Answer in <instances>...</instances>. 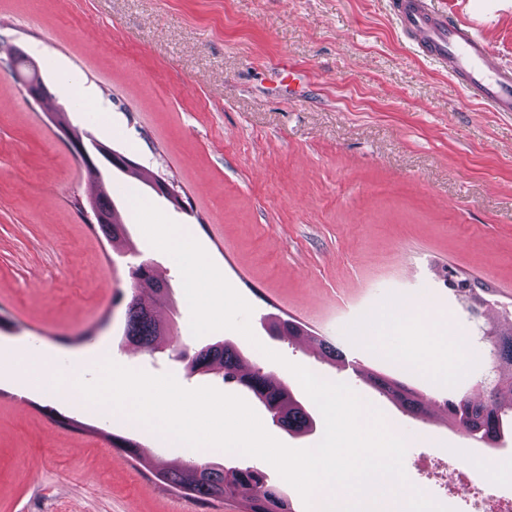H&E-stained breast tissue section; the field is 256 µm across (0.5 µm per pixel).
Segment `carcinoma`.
Here are the masks:
<instances>
[{
    "label": "carcinoma",
    "mask_w": 512,
    "mask_h": 512,
    "mask_svg": "<svg viewBox=\"0 0 512 512\" xmlns=\"http://www.w3.org/2000/svg\"><path fill=\"white\" fill-rule=\"evenodd\" d=\"M10 58L18 73L34 75L38 71L36 63L19 47L8 49ZM88 174L97 184L96 196L88 200L93 215L104 218L98 223L102 234L110 241H128L125 225L120 212L112 199L108 186L110 179L101 172L89 167ZM133 288L141 284L153 283L149 300L134 294L126 308L124 339L149 353L159 349L157 338L163 331V325L157 318V306L162 304L168 294L167 285L155 282L151 263L143 261L130 269ZM470 297L463 299L465 309L478 304L491 308L493 290L487 286L474 290L467 287ZM279 335L301 345H318L322 358L336 361L343 358L342 352L330 342L313 336L306 327L294 319L278 322ZM491 345L493 367L505 363L506 373L498 377L499 384L512 393V320L506 321L497 330L487 336ZM190 372H209L219 370L226 383H234L258 398L271 413L273 420L292 431L306 429L311 418L292 392L284 384L274 380L263 370L244 366V357L240 351L228 343L205 346L193 353L187 362ZM361 380L380 394L387 397L405 412L419 416L424 411L422 394L403 383L377 372L358 370ZM443 410L461 435L486 444H493L504 424L512 422V397L504 400L500 393L492 390L482 400H474L467 395L448 398ZM157 480L184 495L203 502L216 499H232L241 505V512H295L293 504L281 491L267 484L264 472L258 468L246 466L224 470L205 463H192L181 468L170 469L156 463Z\"/></svg>",
    "instance_id": "cac0c4a2"
}]
</instances>
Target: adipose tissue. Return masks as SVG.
<instances>
[{"instance_id": "adipose-tissue-1", "label": "adipose tissue", "mask_w": 512, "mask_h": 512, "mask_svg": "<svg viewBox=\"0 0 512 512\" xmlns=\"http://www.w3.org/2000/svg\"><path fill=\"white\" fill-rule=\"evenodd\" d=\"M366 339L379 349H386L389 337L408 336L409 342L400 354L412 365L427 372L432 379L448 377L447 365L438 362L441 342L446 339L449 328L446 322L423 315L405 303H392L373 315L362 327ZM7 368L28 384H62L64 374L51 366L49 361L36 353H15L7 356Z\"/></svg>"}]
</instances>
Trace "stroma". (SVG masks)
<instances>
[{
  "label": "stroma",
  "mask_w": 512,
  "mask_h": 512,
  "mask_svg": "<svg viewBox=\"0 0 512 512\" xmlns=\"http://www.w3.org/2000/svg\"><path fill=\"white\" fill-rule=\"evenodd\" d=\"M395 0H0V40L39 65L48 99L34 101L0 51V354L32 349L59 369L95 380L105 360L188 389L242 395L273 437L292 448L322 438L323 417L286 369L294 362L347 383L388 424L418 435L404 457L410 485L452 512L466 498L447 490L465 449L497 468L488 489L512 498V441L485 449L463 438L446 399L488 393L486 315L465 310L460 279L490 284L512 310V112L471 97L399 29ZM480 26L494 63H512V0H427ZM76 79L85 110L72 127L174 182L173 207L141 180L116 174L112 197L130 246L109 243L87 201L82 162L48 118L63 79ZM139 194L188 229L252 306L254 340L232 330L194 337L181 274L150 245L130 208ZM167 271L175 322L162 350L123 340L129 268ZM394 302L444 318L454 332L449 367L436 382L358 330ZM294 318L357 363L425 394V418L403 413L316 347L270 336L272 316ZM230 342L249 364L299 391L315 424L305 434L273 422L250 392L214 373H190L178 348ZM285 357L278 364L264 356ZM149 448L165 466L193 461L254 466L306 512L295 488L267 462L173 442L148 426L0 373V512H239L164 489L111 437Z\"/></svg>",
  "instance_id": "35a3bbf8"
}]
</instances>
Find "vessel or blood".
Listing matches in <instances>:
<instances>
[{
  "mask_svg": "<svg viewBox=\"0 0 512 512\" xmlns=\"http://www.w3.org/2000/svg\"><path fill=\"white\" fill-rule=\"evenodd\" d=\"M394 10L402 29L419 37L423 53L445 62L483 101L501 111L512 110V67L489 65L488 44L479 26L442 17L425 0H396Z\"/></svg>",
  "mask_w": 512,
  "mask_h": 512,
  "instance_id": "obj_1",
  "label": "vessel or blood"
}]
</instances>
